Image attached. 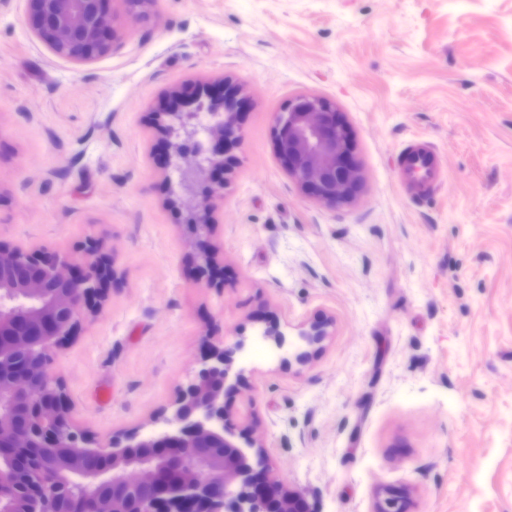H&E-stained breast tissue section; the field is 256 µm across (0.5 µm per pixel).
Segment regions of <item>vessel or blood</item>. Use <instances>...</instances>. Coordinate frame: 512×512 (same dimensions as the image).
<instances>
[{
	"instance_id": "obj_1",
	"label": "vessel or blood",
	"mask_w": 512,
	"mask_h": 512,
	"mask_svg": "<svg viewBox=\"0 0 512 512\" xmlns=\"http://www.w3.org/2000/svg\"><path fill=\"white\" fill-rule=\"evenodd\" d=\"M400 188L412 199H424L440 190L446 172L435 146L427 139L413 136L405 140L396 157Z\"/></svg>"
}]
</instances>
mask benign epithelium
<instances>
[{
    "mask_svg": "<svg viewBox=\"0 0 512 512\" xmlns=\"http://www.w3.org/2000/svg\"><path fill=\"white\" fill-rule=\"evenodd\" d=\"M108 0H29L27 25L57 54L88 61L110 42ZM240 91L206 84L174 97L156 126L169 146L167 185L188 198L203 259L217 201L239 164ZM274 137L288 174L326 204L352 198L361 180L352 142L335 108L301 95L275 116ZM85 262L44 248L0 242V512H304L296 497L260 478L262 448L231 419L227 401L243 372L232 371L243 342L213 346L170 413L143 433L107 444L72 422L54 351L68 341L84 307L104 299L116 277L103 244H81Z\"/></svg>",
    "mask_w": 512,
    "mask_h": 512,
    "instance_id": "obj_1",
    "label": "benign epithelium"
}]
</instances>
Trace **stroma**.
Returning a JSON list of instances; mask_svg holds the SVG:
<instances>
[{
    "mask_svg": "<svg viewBox=\"0 0 512 512\" xmlns=\"http://www.w3.org/2000/svg\"><path fill=\"white\" fill-rule=\"evenodd\" d=\"M0 0V240L118 271L53 354L74 422L101 440L179 396L211 345L244 335L229 409L265 479L307 512H512V0H109L116 39L77 63ZM246 90L244 139L203 287L194 231L163 183L154 125L173 91ZM331 103L361 182L326 206L274 140L296 95ZM417 134L448 174L401 191ZM330 322L305 362L266 341Z\"/></svg>",
    "mask_w": 512,
    "mask_h": 512,
    "instance_id": "1",
    "label": "stroma"
}]
</instances>
